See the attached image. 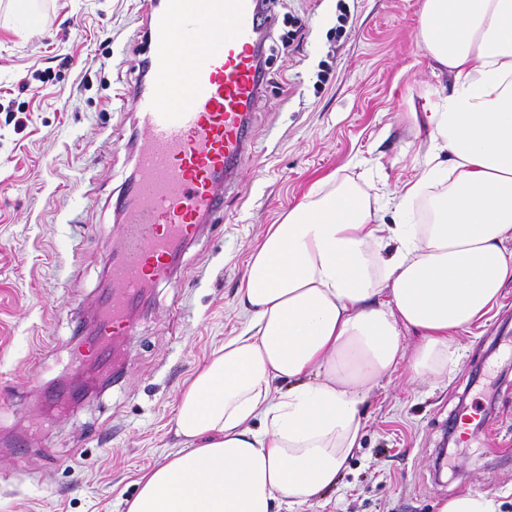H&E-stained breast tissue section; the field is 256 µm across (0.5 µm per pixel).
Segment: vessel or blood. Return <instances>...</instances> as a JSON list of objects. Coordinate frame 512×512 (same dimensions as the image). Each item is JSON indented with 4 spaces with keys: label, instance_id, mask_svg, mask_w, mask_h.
<instances>
[{
    "label": "vessel or blood",
    "instance_id": "b4317fda",
    "mask_svg": "<svg viewBox=\"0 0 512 512\" xmlns=\"http://www.w3.org/2000/svg\"><path fill=\"white\" fill-rule=\"evenodd\" d=\"M271 24L260 0H184L148 17L150 86L127 93L143 137L122 193L120 246L102 243L113 251L112 293L89 356L134 334L132 311L147 288L181 287L178 258L223 221L224 190L251 147L259 34Z\"/></svg>",
    "mask_w": 512,
    "mask_h": 512
}]
</instances>
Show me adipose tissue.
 <instances>
[{
	"label": "adipose tissue",
	"instance_id": "adipose-tissue-1",
	"mask_svg": "<svg viewBox=\"0 0 512 512\" xmlns=\"http://www.w3.org/2000/svg\"><path fill=\"white\" fill-rule=\"evenodd\" d=\"M418 36L453 84L411 115L427 149L396 221L332 175L269 226L240 290L246 326L189 380L180 447L126 512H294L319 498L359 446L363 390L400 365L446 374L455 336L512 283V0H424ZM419 199L428 220L407 223Z\"/></svg>",
	"mask_w": 512,
	"mask_h": 512
}]
</instances>
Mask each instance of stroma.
<instances>
[{
    "instance_id": "1",
    "label": "stroma",
    "mask_w": 512,
    "mask_h": 512,
    "mask_svg": "<svg viewBox=\"0 0 512 512\" xmlns=\"http://www.w3.org/2000/svg\"><path fill=\"white\" fill-rule=\"evenodd\" d=\"M41 2L32 29L0 7V512H125L139 473L176 449L186 381L243 330L239 291L268 226L332 173L398 202L425 154L406 115L452 78L418 39L424 0H270L267 84L223 227L189 248L183 287L150 291L121 343L123 379L62 409L45 395L78 365L74 327L108 286L98 241L116 238L134 173L125 93L146 4ZM294 23L305 38L282 53ZM453 348L448 375L411 383L400 368L370 389L359 449L296 512H436L466 490L512 512V284Z\"/></svg>"
}]
</instances>
